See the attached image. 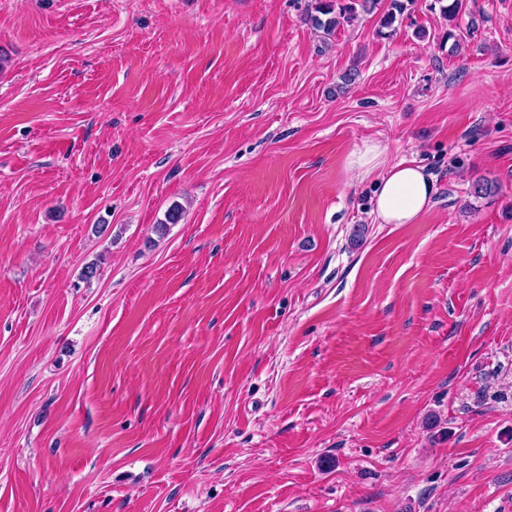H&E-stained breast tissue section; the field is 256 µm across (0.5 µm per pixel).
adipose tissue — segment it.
I'll use <instances>...</instances> for the list:
<instances>
[{
	"label": "adipose tissue",
	"instance_id": "ef3b65f1",
	"mask_svg": "<svg viewBox=\"0 0 512 512\" xmlns=\"http://www.w3.org/2000/svg\"><path fill=\"white\" fill-rule=\"evenodd\" d=\"M379 144L368 143L352 152L347 166L362 177H374L375 219L381 224H414L430 208L434 184L412 160L388 163Z\"/></svg>",
	"mask_w": 512,
	"mask_h": 512
}]
</instances>
